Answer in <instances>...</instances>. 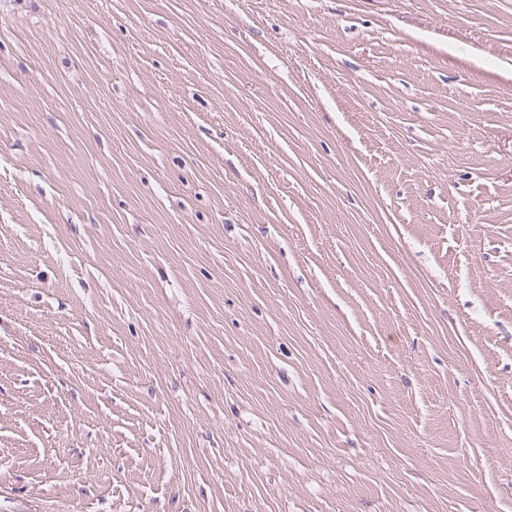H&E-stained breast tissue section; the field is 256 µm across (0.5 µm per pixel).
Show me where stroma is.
I'll use <instances>...</instances> for the list:
<instances>
[{"mask_svg": "<svg viewBox=\"0 0 512 512\" xmlns=\"http://www.w3.org/2000/svg\"><path fill=\"white\" fill-rule=\"evenodd\" d=\"M0 512H512V0H0Z\"/></svg>", "mask_w": 512, "mask_h": 512, "instance_id": "obj_1", "label": "stroma"}]
</instances>
